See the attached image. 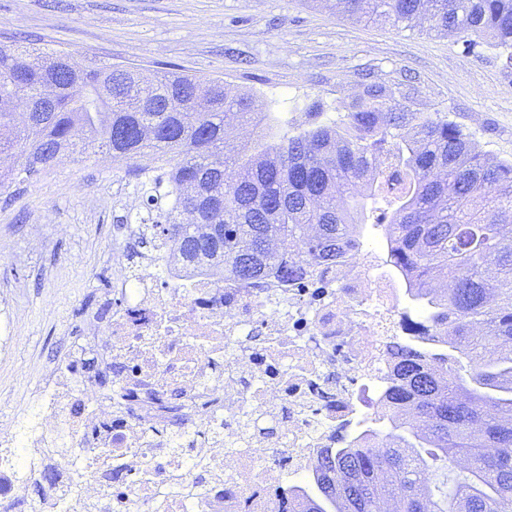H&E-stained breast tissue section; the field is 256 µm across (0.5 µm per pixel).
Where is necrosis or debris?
Listing matches in <instances>:
<instances>
[{"label":"necrosis or debris","mask_w":512,"mask_h":512,"mask_svg":"<svg viewBox=\"0 0 512 512\" xmlns=\"http://www.w3.org/2000/svg\"><path fill=\"white\" fill-rule=\"evenodd\" d=\"M86 308V344L0 430V512H289L336 435L381 409L399 283L368 255L314 286L198 273L160 246Z\"/></svg>","instance_id":"1"}]
</instances>
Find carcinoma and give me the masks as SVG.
I'll list each match as a JSON object with an SVG mask.
<instances>
[{
	"mask_svg": "<svg viewBox=\"0 0 512 512\" xmlns=\"http://www.w3.org/2000/svg\"><path fill=\"white\" fill-rule=\"evenodd\" d=\"M357 21L490 38L512 51V0H333ZM61 83L43 107L38 91ZM345 119L277 132V118L219 80L173 71L143 78L71 54L0 47V156L30 178L84 141L134 162L143 243H174L183 262L224 263L243 286L302 280L343 266L363 225H385L387 264L420 318L393 345V410L364 439L325 449L316 493L292 512H512V162L493 160L462 128L360 84ZM252 128L249 153L227 132ZM469 366L468 377L455 366Z\"/></svg>",
	"mask_w": 512,
	"mask_h": 512,
	"instance_id": "cac0c4a2",
	"label": "carcinoma"
}]
</instances>
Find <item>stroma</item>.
<instances>
[{"mask_svg":"<svg viewBox=\"0 0 512 512\" xmlns=\"http://www.w3.org/2000/svg\"><path fill=\"white\" fill-rule=\"evenodd\" d=\"M0 45L63 49L77 60L174 68L217 78L277 105L280 133L305 109L343 119L365 76L411 109L461 125L484 153L512 161V64L422 24L358 22L325 0H0ZM126 165L96 148L67 152L39 176L0 186V308L20 342L0 356V428L26 406L54 361L82 339L81 315L112 288V251L151 258L125 231L140 205Z\"/></svg>","mask_w":512,"mask_h":512,"instance_id":"35a3bbf8","label":"stroma"}]
</instances>
